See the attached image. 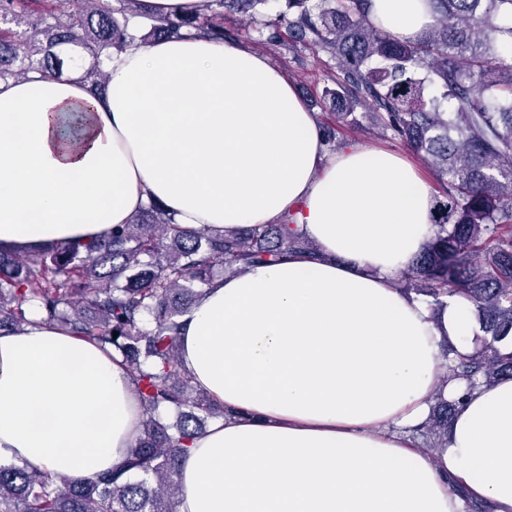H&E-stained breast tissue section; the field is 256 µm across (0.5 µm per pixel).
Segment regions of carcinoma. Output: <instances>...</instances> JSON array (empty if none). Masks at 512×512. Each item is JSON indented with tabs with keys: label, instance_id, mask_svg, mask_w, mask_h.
<instances>
[{
	"label": "carcinoma",
	"instance_id": "cac0c4a2",
	"mask_svg": "<svg viewBox=\"0 0 512 512\" xmlns=\"http://www.w3.org/2000/svg\"><path fill=\"white\" fill-rule=\"evenodd\" d=\"M203 0L190 15L156 17L141 0H0V80L64 71L59 48L89 60L81 79L100 93L107 52L139 40L187 33L225 40L224 11L249 15L261 40L282 37L336 60L325 96L336 117L356 109L425 161L440 187L436 231L399 277L406 293L436 306L450 294L474 306L482 347L450 367L471 386L512 377V0H431L433 24L416 41L377 30L369 0ZM315 254L292 220L241 227L220 237L186 230L150 200L129 223L88 242L0 250V331H19L31 311L119 354L131 373L142 417L118 470L86 481L56 479L0 464V512H177L180 462L205 419L224 407L195 389L181 357L179 318L205 294L218 270L241 274L288 254ZM118 336H113V332ZM176 413L166 421L163 411ZM455 402L442 399L422 435L448 431Z\"/></svg>",
	"mask_w": 512,
	"mask_h": 512
}]
</instances>
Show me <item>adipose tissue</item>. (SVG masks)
Returning <instances> with one entry per match:
<instances>
[{
  "mask_svg": "<svg viewBox=\"0 0 512 512\" xmlns=\"http://www.w3.org/2000/svg\"><path fill=\"white\" fill-rule=\"evenodd\" d=\"M402 40L430 0H371ZM74 73L0 80V247L93 240L150 199L220 236L292 218L317 247L216 280L182 318V359L224 418L182 462L178 512H512V378L467 387L472 303L437 307L399 274L434 233L433 194L398 153L322 152L286 73L238 43L187 35ZM439 448L417 447L438 398ZM139 404L120 358L32 323L0 333V464L73 481L121 465ZM456 403L440 398V401L433 410L428 426L422 431L421 435L426 438L429 435H440L444 432L448 433V419H451L452 411L455 410Z\"/></svg>",
  "mask_w": 512,
  "mask_h": 512,
  "instance_id": "ef3b65f1",
  "label": "adipose tissue"
}]
</instances>
